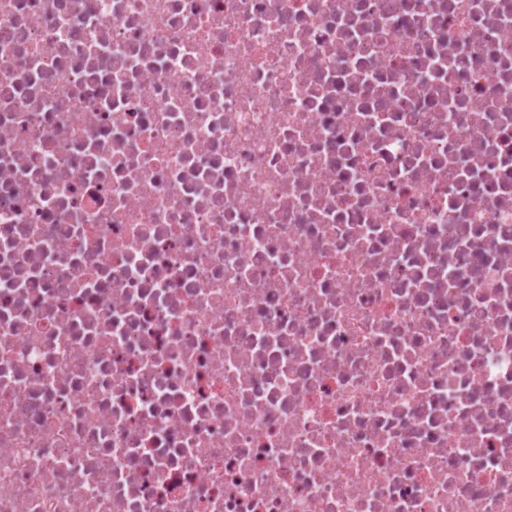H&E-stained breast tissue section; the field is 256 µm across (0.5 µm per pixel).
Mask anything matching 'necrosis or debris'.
Listing matches in <instances>:
<instances>
[{"label":"necrosis or debris","mask_w":512,"mask_h":512,"mask_svg":"<svg viewBox=\"0 0 512 512\" xmlns=\"http://www.w3.org/2000/svg\"><path fill=\"white\" fill-rule=\"evenodd\" d=\"M0 512H512V0H0Z\"/></svg>","instance_id":"4bbe7bcc"}]
</instances>
